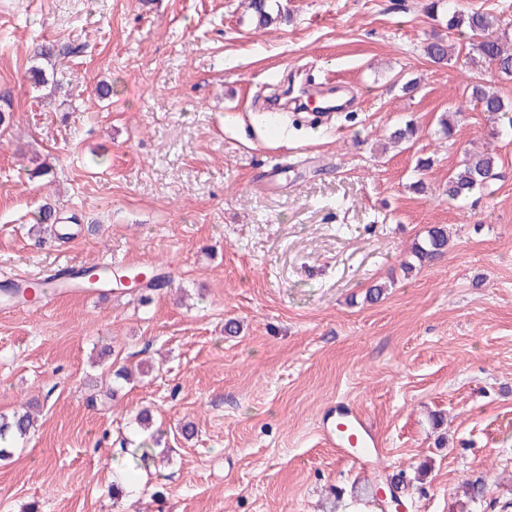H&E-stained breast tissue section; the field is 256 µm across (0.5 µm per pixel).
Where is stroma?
<instances>
[{"label": "stroma", "mask_w": 512, "mask_h": 512, "mask_svg": "<svg viewBox=\"0 0 512 512\" xmlns=\"http://www.w3.org/2000/svg\"><path fill=\"white\" fill-rule=\"evenodd\" d=\"M426 2L279 0L287 22L261 28L247 0H0V282L68 260L172 275L146 299L0 313V414L38 417L0 464V512H376L354 489L398 474L406 512H512V131L491 136L467 93L468 39L426 59L446 30ZM45 40L83 47L59 91L27 80ZM288 71L343 79L358 104L271 132L256 106ZM407 121L414 145L389 144ZM467 148L492 151L496 176L457 203ZM45 163L54 181L34 176ZM46 201L77 216L70 239L34 230ZM434 224L447 252L413 265ZM343 405L383 444L370 465L320 437ZM143 409L163 438L143 492L115 500ZM448 41V36L437 35L426 43L424 51L430 62L439 66L448 65L452 56V45Z\"/></svg>", "instance_id": "stroma-1"}]
</instances>
